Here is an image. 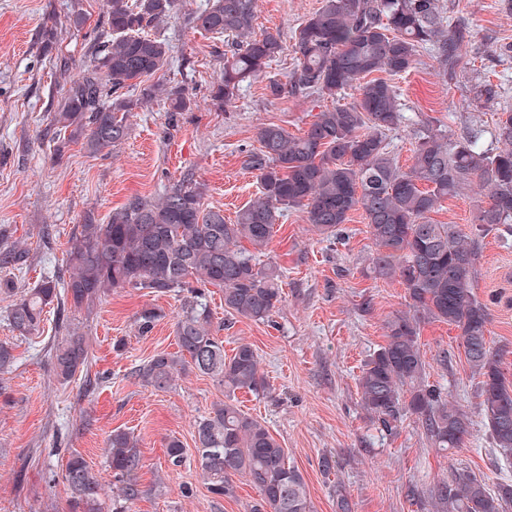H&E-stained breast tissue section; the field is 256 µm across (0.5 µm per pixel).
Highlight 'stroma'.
<instances>
[{"label": "stroma", "mask_w": 512, "mask_h": 512, "mask_svg": "<svg viewBox=\"0 0 512 512\" xmlns=\"http://www.w3.org/2000/svg\"><path fill=\"white\" fill-rule=\"evenodd\" d=\"M441 2L446 19H465L472 38L455 80L442 79L427 51L415 68L396 77L405 121L388 140L404 169L413 162L423 124L437 123L457 137L480 131L491 147L496 111L512 109V0ZM205 3L177 0L159 28L174 56L162 79L192 89V109L173 117L165 101L154 100L132 113L121 144L92 154L81 142L55 137L50 120L66 83L107 37L103 0H0V246L24 253L23 264L10 272L19 288L65 273L71 238L85 216L106 222L130 196L157 197L187 172L200 183L205 206L234 219L259 192L258 173L246 164L259 146V129L276 124L298 135L324 109V101L312 96L275 97L269 91L270 81L288 82L296 66L294 31L321 0H258L256 31H279L284 51L243 84L224 111L214 110L210 91L230 43L192 27L193 13ZM77 14L86 19L79 29L71 23ZM49 29L56 33L50 52L44 41ZM479 80L497 88L495 101L483 108L469 99ZM374 249L363 211L352 212L340 239L326 241L311 231L303 210L292 208L261 257L284 274L283 301L271 321L227 314L222 292L204 290L225 354L245 341L260 357L269 390L238 393V404L265 423L302 472L314 512H336L338 487L352 512H433L426 490L450 469L497 476L498 453L455 327L423 324L419 345L428 382L448 392L468 417L460 448H434L411 418L397 430H382L360 408L361 367L385 345L388 317L406 304L402 284L368 274ZM473 292L488 307L491 346L512 378L511 235H484ZM181 299L177 292L117 289L88 308L49 306L39 333L24 337L6 319L10 299L0 296V344L15 356L9 372L0 374V512H69L71 492L62 472L75 452L102 484L101 512H115L121 484L106 449L116 430L130 433L142 463L140 494L127 512H252L258 499L252 484L236 478L234 494L218 498L196 468L194 423L223 398V388L192 373L157 391L134 375L152 355L176 351ZM146 308L156 309L159 318L143 336L138 316ZM72 331L84 336L89 363L64 384L54 374L53 354ZM172 438L186 449L179 467L167 461ZM324 456L336 462L328 475L319 466Z\"/></svg>", "instance_id": "obj_1"}]
</instances>
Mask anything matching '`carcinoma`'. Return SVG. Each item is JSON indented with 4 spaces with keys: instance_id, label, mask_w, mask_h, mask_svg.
Wrapping results in <instances>:
<instances>
[{
    "instance_id": "1",
    "label": "carcinoma",
    "mask_w": 512,
    "mask_h": 512,
    "mask_svg": "<svg viewBox=\"0 0 512 512\" xmlns=\"http://www.w3.org/2000/svg\"><path fill=\"white\" fill-rule=\"evenodd\" d=\"M257 2L208 0L192 16L199 32L232 38L210 92L219 111L283 53L279 32L255 33ZM175 3L106 0L110 39L96 51L93 64L69 81L52 116L57 133L69 132L96 154L121 144L130 114L158 97L169 102L172 113L191 109L186 88L151 81L171 65L173 49L150 31L170 17ZM469 37L465 22L445 24L440 0H322L294 33L297 68L290 86L273 81L269 89L277 97L302 91L329 99L332 106L318 112L299 136L278 125L259 130L260 148L247 159L259 172L258 196L236 212L233 222L225 221L223 211L204 206L191 173L156 198L131 196L106 223L89 216L78 225L67 279L46 277L20 295L14 280L0 278L1 294L18 295L7 311L9 324L22 335L37 333L45 308L62 290L80 308L117 288L160 296L183 291L192 279L220 289L228 314L268 321L282 303L283 275L257 256L288 208L305 209L313 231L326 239L340 236L350 212L360 209L375 245L370 261L376 278L397 280L406 290V309L389 317L386 344L370 355L357 378L360 407L389 431L413 418L434 447H461L467 415L427 382L418 344L421 325L448 323L459 330V347L478 378L492 443L511 464L512 381L489 344L488 310L475 298L472 283L479 238L500 227L512 233V111L497 113L494 149L481 146L476 131L454 138L425 125L416 134L413 164L404 171L387 143L404 120L392 78L430 51L441 75L453 79ZM350 87L357 90L356 100L339 103ZM126 88L140 90L138 97L122 93ZM495 94L493 85L481 83L474 87L473 101L484 107ZM474 187L485 191L488 203L477 208L470 233L433 219L443 202ZM175 332L178 350L154 354L135 375L155 390L169 389L190 372L210 376L224 388V399L194 424L200 476L208 491L228 496L233 477L240 476L259 493L257 512H313L301 471L269 429L237 405L236 393L268 389L253 345L241 342L225 357L207 306L196 294L186 297ZM88 362V347L76 333L55 348L54 372L63 382ZM108 453L112 471L124 483L123 496L136 499L140 459L133 438L112 432ZM166 453L172 465L183 463L180 440H169ZM64 480L72 512H99L101 484L81 454L69 457ZM429 498L437 512H512V476L505 473L491 486L483 474L457 468L430 488Z\"/></svg>"
}]
</instances>
